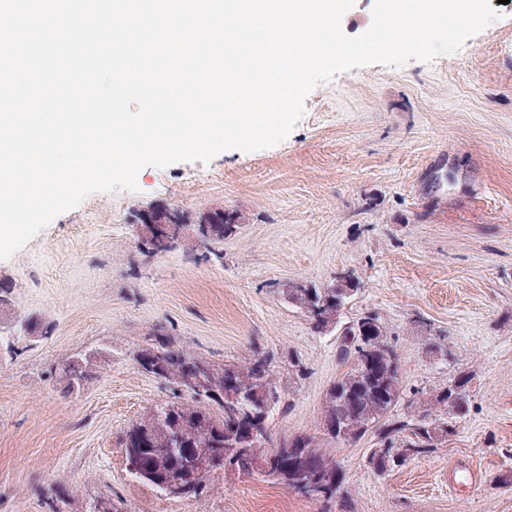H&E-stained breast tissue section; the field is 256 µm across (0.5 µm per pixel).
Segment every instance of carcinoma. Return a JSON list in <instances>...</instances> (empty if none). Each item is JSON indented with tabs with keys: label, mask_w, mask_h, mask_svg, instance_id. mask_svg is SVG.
Masks as SVG:
<instances>
[{
	"label": "carcinoma",
	"mask_w": 512,
	"mask_h": 512,
	"mask_svg": "<svg viewBox=\"0 0 512 512\" xmlns=\"http://www.w3.org/2000/svg\"><path fill=\"white\" fill-rule=\"evenodd\" d=\"M243 216L226 211L210 226L207 253L224 257V238L232 235ZM358 283L349 275L333 285L318 288L305 284L290 288L288 301L308 312V320L317 333L341 325L343 311ZM373 337L371 363H355L332 384L323 403L322 421L336 424L342 433H323L336 443H353L373 432L376 441L367 455L368 464L380 473L402 466L412 456L428 453L454 433L448 422V410L468 408V379L459 377L450 386L420 400L417 414L393 418L394 408L402 399L404 385L400 374L399 356L386 340L387 327L378 314L364 312L349 322L340 337V355L348 360L363 351L361 339ZM163 355V373L156 378L173 387L174 399L155 406L146 417L133 424L125 433V457L139 456L152 465L144 483L156 488L168 481L177 467H191L187 449L205 443L209 448H222L224 442H242L240 429L250 427L263 431L268 422L256 423L255 412L280 404V393L271 379L267 356L237 366L235 375L241 393L236 404L224 407L225 378L230 366L216 365L205 357L174 341L162 329L153 333L146 345ZM190 370L211 373L212 380L203 391H194L182 383V375ZM278 459L272 477L298 495L317 502L331 503L345 481V473L336 460L327 454L316 438L297 436L271 444L267 448Z\"/></svg>",
	"instance_id": "obj_1"
}]
</instances>
